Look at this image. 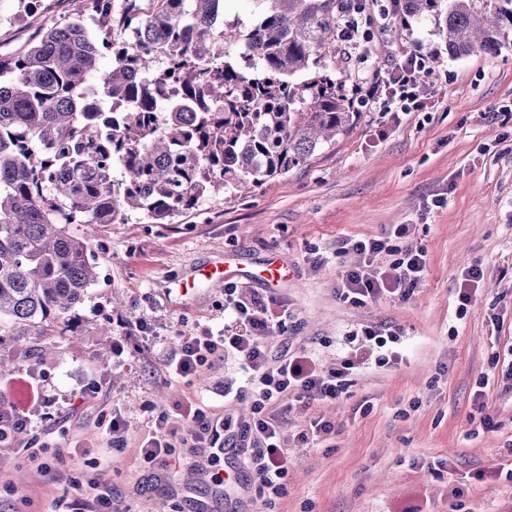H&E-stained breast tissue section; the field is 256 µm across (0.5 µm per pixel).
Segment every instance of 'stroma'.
Listing matches in <instances>:
<instances>
[{
    "label": "stroma",
    "mask_w": 512,
    "mask_h": 512,
    "mask_svg": "<svg viewBox=\"0 0 512 512\" xmlns=\"http://www.w3.org/2000/svg\"><path fill=\"white\" fill-rule=\"evenodd\" d=\"M75 8L44 0L16 24L17 0H0V55L73 20ZM372 45L366 58L337 45L343 79L371 82L401 51L444 47L428 20L389 21ZM430 91L433 110L393 122L369 104L302 166L172 223L72 225L89 236L99 271L75 310L77 334L38 338L33 355L0 339V357L13 362L0 377V409L36 416L0 444V512H54L99 486L116 512H512V380L495 364L512 352V47L445 59ZM348 237L425 248L423 281L404 298L343 302L337 288L360 262L336 253ZM222 255L240 270L242 295L287 313L285 328L263 337L270 355L305 351L334 369L349 355L346 333L362 326L393 335L386 348L398 354L357 371L340 398L274 405L290 463L287 493L271 505L246 449L226 447L216 465L181 445L163 465L141 455L160 415L188 437L181 407L235 428L253 417L237 358H213L192 378L168 371L183 337L224 331L223 284L180 285ZM275 257L287 277L274 287L258 273ZM471 266L482 278L463 308L458 287ZM313 417L335 431L309 448L298 434ZM218 467L231 475L221 485L211 479Z\"/></svg>",
    "instance_id": "1"
}]
</instances>
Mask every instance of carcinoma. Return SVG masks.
<instances>
[{
	"label": "carcinoma",
	"mask_w": 512,
	"mask_h": 512,
	"mask_svg": "<svg viewBox=\"0 0 512 512\" xmlns=\"http://www.w3.org/2000/svg\"><path fill=\"white\" fill-rule=\"evenodd\" d=\"M80 2L0 57V337L74 331L98 272L67 225L168 224L303 165L359 116L322 64L340 0H255L246 29L225 0H124L117 19L113 0ZM404 3L450 58L512 46V0Z\"/></svg>",
	"instance_id": "1"
}]
</instances>
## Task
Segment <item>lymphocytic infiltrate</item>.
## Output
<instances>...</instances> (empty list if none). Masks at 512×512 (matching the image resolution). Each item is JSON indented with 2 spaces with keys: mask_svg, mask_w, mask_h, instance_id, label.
<instances>
[{
  "mask_svg": "<svg viewBox=\"0 0 512 512\" xmlns=\"http://www.w3.org/2000/svg\"><path fill=\"white\" fill-rule=\"evenodd\" d=\"M374 9L385 20L398 14L395 0L382 8L378 7L377 0H358L354 10L341 15L340 42L362 54H370L371 39L361 17ZM431 74L423 56L405 52L393 60L376 81L355 84L353 91L362 106L382 99L397 113L423 112L433 106L429 97ZM426 264L424 248L405 247L389 269L372 274L360 266L348 270L339 296L355 305L385 293L407 296L409 287L422 279ZM235 293V286L227 285L225 302L233 324L227 327L224 338L219 340L205 334L185 337L169 364V371L186 378L197 375L217 355L227 353L237 357L255 396L254 416L239 435L243 447L249 450L246 464L260 487L279 497L287 491L288 450L281 443L277 418L267 413V406L284 399L309 405L337 398L345 376L366 363L367 348L384 347L386 340L367 327L361 335H348L347 340L353 345L350 358L345 359L340 368L329 371L322 370L313 357L304 353L287 352L273 357L262 343L261 335L270 326H283L281 314L262 298L245 302L236 299Z\"/></svg>",
  "mask_w": 512,
  "mask_h": 512,
  "instance_id": "obj_1",
  "label": "lymphocytic infiltrate"
}]
</instances>
